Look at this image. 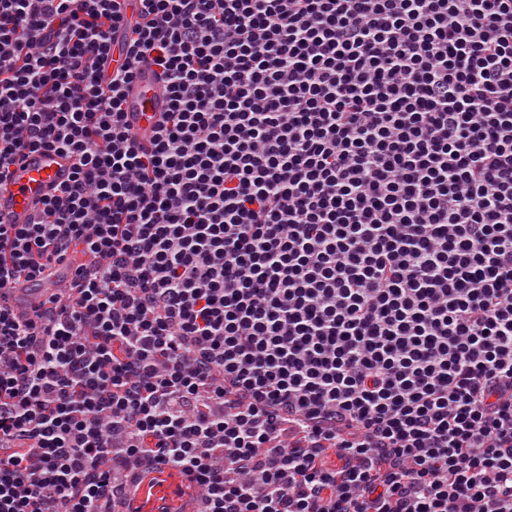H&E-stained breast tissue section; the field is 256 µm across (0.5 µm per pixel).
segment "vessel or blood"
<instances>
[{"label": "vessel or blood", "mask_w": 512, "mask_h": 512, "mask_svg": "<svg viewBox=\"0 0 512 512\" xmlns=\"http://www.w3.org/2000/svg\"><path fill=\"white\" fill-rule=\"evenodd\" d=\"M168 108L152 67L141 66L126 91L123 109L134 133L148 139ZM75 166L73 156L40 150L26 154L11 168L5 186L0 187V224H28L41 209L46 197L69 181ZM45 299L41 288L22 284L10 290L8 302L19 313H28Z\"/></svg>", "instance_id": "obj_1"}]
</instances>
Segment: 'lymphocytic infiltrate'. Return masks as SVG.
Wrapping results in <instances>:
<instances>
[{
  "instance_id": "f902f5d3",
  "label": "lymphocytic infiltrate",
  "mask_w": 512,
  "mask_h": 512,
  "mask_svg": "<svg viewBox=\"0 0 512 512\" xmlns=\"http://www.w3.org/2000/svg\"><path fill=\"white\" fill-rule=\"evenodd\" d=\"M135 8L0 0V512H512V0ZM167 108L154 68L141 65L138 76L126 91L123 109L126 121L142 142L151 137L153 127ZM73 156L56 151L30 152L17 161L0 188V224H30L55 188L67 183ZM46 287L32 288L25 283L11 288L8 302L17 313H30L32 309L45 300ZM152 477H156L157 480L151 488L150 494H148L150 489L149 482ZM192 491L193 490L188 489L182 479L176 475L169 476L167 473L161 476L150 475L143 482L134 507L141 508L142 512L157 510L158 507L163 504V501L160 500L161 497L166 498L165 502L169 504L171 508L185 506ZM148 498L150 499L149 502H147Z\"/></svg>"
}]
</instances>
